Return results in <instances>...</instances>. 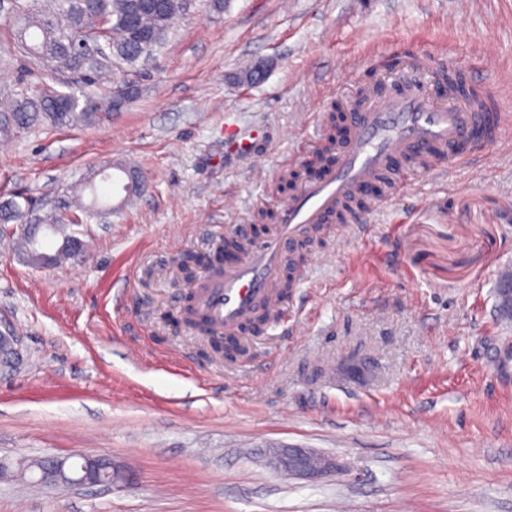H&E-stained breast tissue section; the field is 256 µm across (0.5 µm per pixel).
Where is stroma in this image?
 Instances as JSON below:
<instances>
[{"mask_svg":"<svg viewBox=\"0 0 512 512\" xmlns=\"http://www.w3.org/2000/svg\"><path fill=\"white\" fill-rule=\"evenodd\" d=\"M0 0V90L49 80L13 47ZM491 82L512 113V0H195L160 48L115 65L135 96L99 124L0 141V202L77 209L68 188L108 163L123 201L68 228L83 252L37 269L0 228V512H512V122L470 158L420 168L357 230L321 231L281 318L225 359L184 325L237 225L276 226L287 175L337 108L393 57ZM262 64L255 85L240 67ZM259 124L254 156L224 144ZM274 448L335 471L283 473ZM111 457L132 479L43 487L46 457Z\"/></svg>","mask_w":512,"mask_h":512,"instance_id":"35a3bbf8","label":"stroma"}]
</instances>
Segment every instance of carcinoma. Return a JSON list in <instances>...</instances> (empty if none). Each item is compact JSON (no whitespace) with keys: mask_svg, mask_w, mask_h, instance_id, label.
I'll list each match as a JSON object with an SVG mask.
<instances>
[{"mask_svg":"<svg viewBox=\"0 0 512 512\" xmlns=\"http://www.w3.org/2000/svg\"><path fill=\"white\" fill-rule=\"evenodd\" d=\"M144 0H18L10 21L15 43L36 65L60 77L80 71L87 80L67 91L42 83L21 87L4 95L0 102V139L39 128H73L95 123L101 112L112 111V66H133L146 52L160 47L178 15L191 7L190 0H158L159 7L147 9ZM148 51H143V48ZM80 211L95 215L112 210L101 200L95 176L76 185ZM29 205L8 200L0 204V220L23 224V259L37 265L42 255L54 261L69 257L78 241L65 233L62 220L47 216L39 224L27 221ZM46 230L62 237L55 253L38 241Z\"/></svg>","mask_w":512,"mask_h":512,"instance_id":"1","label":"carcinoma"}]
</instances>
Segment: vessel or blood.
<instances>
[{
  "label": "vessel or blood",
  "instance_id": "b4317fda",
  "mask_svg": "<svg viewBox=\"0 0 512 512\" xmlns=\"http://www.w3.org/2000/svg\"><path fill=\"white\" fill-rule=\"evenodd\" d=\"M445 95V105L430 104L411 71L395 89L365 92L332 160L280 203L276 232L234 233L233 257L192 299L200 320L229 342L256 330L277 312L289 266L318 225L362 223L399 193L411 164L463 159L502 131L505 112L491 89L482 90L478 103L450 88Z\"/></svg>",
  "mask_w": 512,
  "mask_h": 512
}]
</instances>
